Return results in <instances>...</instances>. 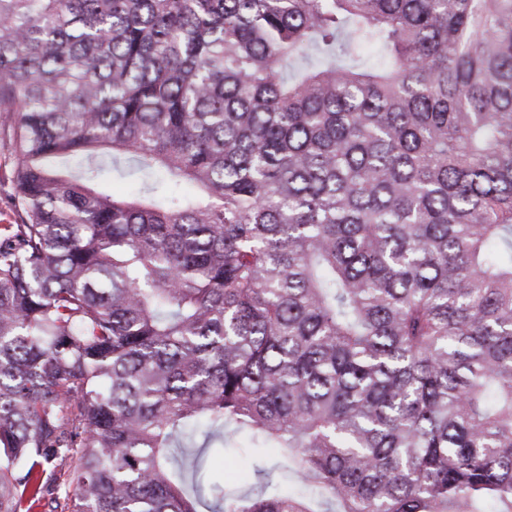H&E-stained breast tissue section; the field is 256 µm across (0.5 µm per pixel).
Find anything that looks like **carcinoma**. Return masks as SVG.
<instances>
[{"mask_svg": "<svg viewBox=\"0 0 512 512\" xmlns=\"http://www.w3.org/2000/svg\"><path fill=\"white\" fill-rule=\"evenodd\" d=\"M2 114L0 512H512V0H0ZM258 459L246 448H237L224 457L216 458L209 470V478L224 477V484L231 489H245L255 482L254 465Z\"/></svg>", "mask_w": 512, "mask_h": 512, "instance_id": "obj_1", "label": "carcinoma"}]
</instances>
